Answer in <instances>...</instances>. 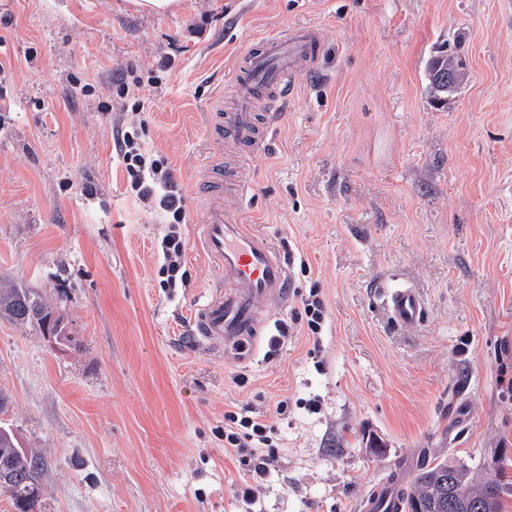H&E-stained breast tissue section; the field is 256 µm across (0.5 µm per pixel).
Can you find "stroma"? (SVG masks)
Wrapping results in <instances>:
<instances>
[{"mask_svg": "<svg viewBox=\"0 0 512 512\" xmlns=\"http://www.w3.org/2000/svg\"><path fill=\"white\" fill-rule=\"evenodd\" d=\"M1 17L0 286L38 291L82 338L75 351L0 319V422L46 464L35 512H243L224 415L246 404L278 459L257 512H357L413 456L499 483L512 512V0H182L165 15L0 0ZM295 27L316 29L322 51L267 149L221 150L214 100L232 103L258 37ZM461 31L469 78L437 108L426 64ZM131 126L185 198L187 282L173 290L164 215L128 193L116 156ZM219 157L250 185L243 220L290 279L243 353L190 342L192 309L220 279L195 197ZM393 281L422 295L420 324L392 325L375 288ZM307 316V326L312 334H318L324 318V305L316 291L310 290L308 298L302 301Z\"/></svg>", "mask_w": 512, "mask_h": 512, "instance_id": "1", "label": "stroma"}]
</instances>
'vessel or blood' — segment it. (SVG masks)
<instances>
[{
	"mask_svg": "<svg viewBox=\"0 0 512 512\" xmlns=\"http://www.w3.org/2000/svg\"><path fill=\"white\" fill-rule=\"evenodd\" d=\"M319 48L316 32L309 29L258 41L233 79L235 107L228 110L223 101L215 103L208 127L211 138L219 143L232 138L245 151L265 143L274 121L272 106L292 94L300 63L317 57ZM248 194L242 180L225 176L222 160L212 162L202 191L205 220L198 227V242L216 262L222 280L194 310L193 339L216 351L228 343L246 347L257 336L260 321L269 316L271 301L288 296L280 257L241 221L237 204ZM379 296L398 327L416 326L425 316V303L415 288L386 285ZM416 465V460L408 458L395 461L360 499L358 512H400V493Z\"/></svg>",
	"mask_w": 512,
	"mask_h": 512,
	"instance_id": "obj_1",
	"label": "vessel or blood"
}]
</instances>
